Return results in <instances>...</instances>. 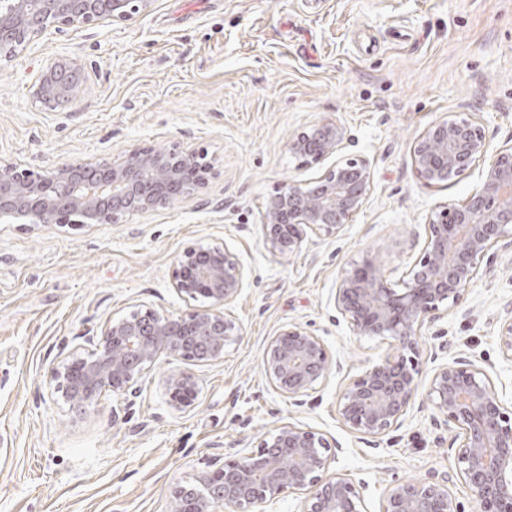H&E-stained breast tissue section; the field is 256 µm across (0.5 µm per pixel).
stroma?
<instances>
[{
    "mask_svg": "<svg viewBox=\"0 0 512 512\" xmlns=\"http://www.w3.org/2000/svg\"><path fill=\"white\" fill-rule=\"evenodd\" d=\"M52 62L82 75L55 109L33 95ZM455 112L493 146L512 143V0H152L132 20L51 30L0 60L1 160L51 168L177 146L212 167L204 195L112 224L0 221V512H172L178 486L288 422L324 435L333 469L362 483L367 512L394 482L453 472L452 432L431 404L416 402L378 446L344 424L343 391L396 349L355 335L335 295L366 257L399 281L431 213L477 186L481 166L428 187L412 164L419 135ZM326 121L345 129L346 155L370 162L367 200L339 232L272 253L267 200L327 168L288 142ZM198 243L224 245L243 266L244 289L224 308L239 341L214 362L160 354L133 406L108 392L83 409L65 403L56 368L93 349L109 319L141 305L191 310L171 272ZM511 308L512 248H501L462 302L423 328L424 377L467 358L511 408L512 358L499 342ZM293 323L329 354L325 379L297 402L263 368L268 342ZM179 371L198 382L188 408L166 392Z\"/></svg>",
    "mask_w": 512,
    "mask_h": 512,
    "instance_id": "obj_1",
    "label": "stroma"
}]
</instances>
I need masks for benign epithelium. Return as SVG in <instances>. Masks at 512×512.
<instances>
[{
	"label": "benign epithelium",
	"instance_id": "benign-epithelium-1",
	"mask_svg": "<svg viewBox=\"0 0 512 512\" xmlns=\"http://www.w3.org/2000/svg\"><path fill=\"white\" fill-rule=\"evenodd\" d=\"M151 0H0V48L24 44L49 28L57 31L101 22H124L145 12ZM76 71L51 66L35 83L34 97L50 107L72 101ZM344 129L324 122L298 134L288 150L333 163L312 184H286L267 202L265 244L290 255L310 234L331 233L349 223L366 201L371 183L366 159L340 154ZM192 150L136 149L94 165L71 162L50 169H20L0 160V220L20 224H108L120 216L164 208L199 193L211 166ZM483 162L476 191L438 207L428 221L420 256L406 277L392 283L370 258L353 264L335 303L358 336L389 339L398 353L366 369L342 393L339 413L351 432L383 439L416 403L422 385L417 337L440 312L460 304L483 261L499 244L512 246V146L494 148L477 121L452 113L417 139L412 163L426 186L446 183ZM185 300L208 305L183 316L141 306L109 320L95 350L75 356L56 372L65 401L89 404L97 394L124 397L161 352L193 362L224 358L241 336L223 306L244 287L235 254L220 244L184 250L172 271ZM321 337L290 324L268 343L264 369L274 387L295 399L316 389L328 370ZM170 401L190 407L198 396L193 374L166 380ZM434 409L456 434L455 475L472 491L478 512H512V409L493 394L487 372L458 358L435 369L427 390ZM325 437L292 423L277 427L260 448L224 460L196 484L178 487L174 512H248L275 505L293 493L309 494L305 512H366L360 486L331 470ZM449 478L399 482L389 488L382 512H461Z\"/></svg>",
	"mask_w": 512,
	"mask_h": 512
}]
</instances>
